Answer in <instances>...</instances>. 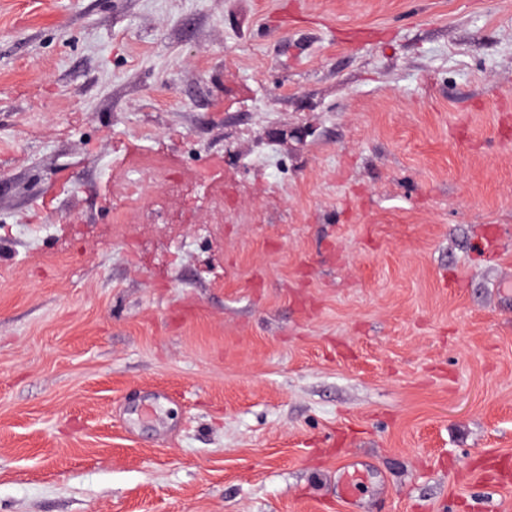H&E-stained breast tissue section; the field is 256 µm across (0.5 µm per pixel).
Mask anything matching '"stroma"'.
Returning <instances> with one entry per match:
<instances>
[{"label":"stroma","mask_w":512,"mask_h":512,"mask_svg":"<svg viewBox=\"0 0 512 512\" xmlns=\"http://www.w3.org/2000/svg\"><path fill=\"white\" fill-rule=\"evenodd\" d=\"M509 280L512 0H0V512H512Z\"/></svg>","instance_id":"obj_1"}]
</instances>
